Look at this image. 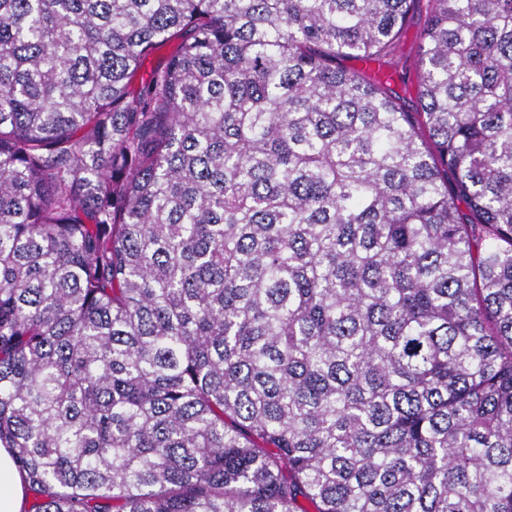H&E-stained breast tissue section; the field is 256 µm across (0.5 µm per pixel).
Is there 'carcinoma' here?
<instances>
[{
	"instance_id": "cac0c4a2",
	"label": "carcinoma",
	"mask_w": 512,
	"mask_h": 512,
	"mask_svg": "<svg viewBox=\"0 0 512 512\" xmlns=\"http://www.w3.org/2000/svg\"><path fill=\"white\" fill-rule=\"evenodd\" d=\"M415 2L0 0L24 512H512V0L410 112ZM428 0H420L414 11L410 14L407 22V34L401 42L399 48L393 53L392 73H394L395 81L391 88L400 96L404 97L401 103L408 109L414 110L419 108V103L415 93L404 95V78L410 85L411 81H415L414 68L411 65L413 57L417 50V36L426 27L430 16V7Z\"/></svg>"
}]
</instances>
